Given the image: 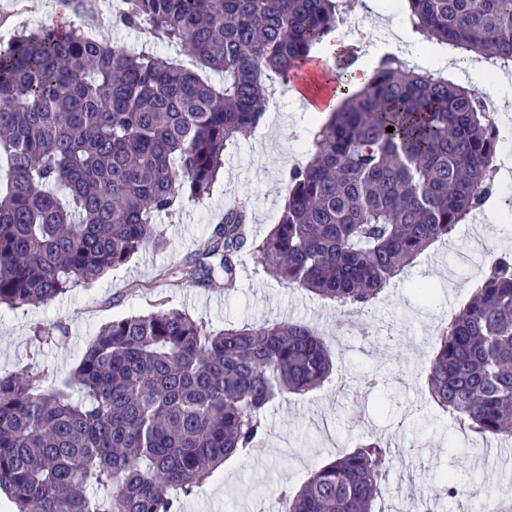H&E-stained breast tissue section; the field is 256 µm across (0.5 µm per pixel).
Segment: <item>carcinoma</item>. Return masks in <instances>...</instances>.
Wrapping results in <instances>:
<instances>
[{"label":"carcinoma","mask_w":512,"mask_h":512,"mask_svg":"<svg viewBox=\"0 0 512 512\" xmlns=\"http://www.w3.org/2000/svg\"><path fill=\"white\" fill-rule=\"evenodd\" d=\"M402 13L422 42L512 62V0H402ZM347 16L345 0H122L124 26L179 47L193 69L53 25L1 46L0 307L48 303L160 245L156 217L209 196L224 152L260 123L270 73L295 80ZM352 58L337 53L323 73L344 100L289 171L278 224L248 240L239 200L181 279L229 291L247 247L269 276L361 312L482 206L498 154L482 92L397 56L352 92ZM430 348L431 400L484 439L512 436L511 255ZM333 370L302 322L212 330L173 309L116 319L67 380L78 401L36 391L37 372L0 376V493L14 512H176L170 491L189 497L251 455L266 406ZM395 465L386 444L363 440L283 490L279 512H374ZM455 494L447 476L422 507Z\"/></svg>","instance_id":"obj_1"}]
</instances>
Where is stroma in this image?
Here are the masks:
<instances>
[{
	"label": "stroma",
	"instance_id": "obj_1",
	"mask_svg": "<svg viewBox=\"0 0 512 512\" xmlns=\"http://www.w3.org/2000/svg\"><path fill=\"white\" fill-rule=\"evenodd\" d=\"M91 2L95 16L90 19L65 5L51 12L50 0H0V45L22 30L55 24L63 14L72 27L139 47L138 31L116 24L104 0ZM268 101L277 110L266 124L267 134L242 138L226 152L224 173L211 195L157 217L164 247L146 249L48 304L0 310V375L34 369L43 376V388L59 386L79 364L90 336L131 314L178 309L215 330L302 321L327 340L335 366L331 381L270 403L259 451L226 460L195 495L181 499L179 512H255L277 503L281 490L298 488L361 438L388 441L402 459L375 512H416L419 492L445 473L455 478L462 495L438 500L436 512H462L489 474L500 489L512 491V464L502 463L490 448L473 446L472 433L431 402L427 388L428 338L468 303L484 263L512 254V223H500L493 210L483 209L448 240L430 246L360 313L338 315L334 303L266 275L247 251L231 292L169 277V270L199 258L213 227L239 197L250 200L254 238H264L278 222L286 175L310 139L312 119L279 79L270 81ZM419 282L433 285L432 298L416 294ZM367 325L373 336L365 341L360 333ZM40 327L52 329V338H37ZM377 375L381 383L367 389L365 379Z\"/></svg>",
	"mask_w": 512,
	"mask_h": 512
}]
</instances>
